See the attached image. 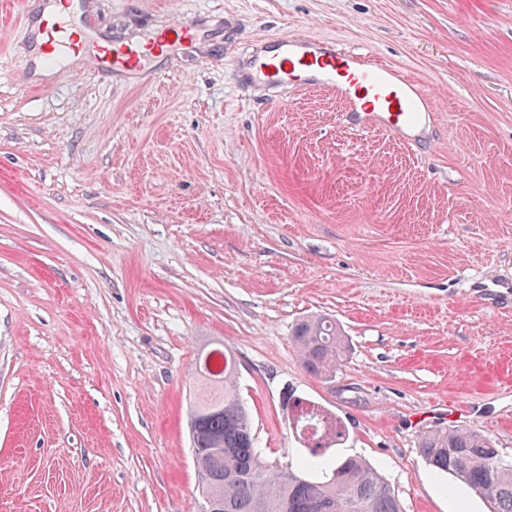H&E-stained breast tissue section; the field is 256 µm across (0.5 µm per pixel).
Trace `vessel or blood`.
Listing matches in <instances>:
<instances>
[{"label":"vessel or blood","mask_w":512,"mask_h":512,"mask_svg":"<svg viewBox=\"0 0 512 512\" xmlns=\"http://www.w3.org/2000/svg\"><path fill=\"white\" fill-rule=\"evenodd\" d=\"M195 31V25L177 21L147 41L115 43L106 65L115 74L145 69L150 59L192 41ZM43 35L53 55L76 47L66 21L47 24ZM257 45L246 73L249 80L282 88L296 84L334 90L346 103V123L352 130L377 128L412 141L425 113L433 109L422 84L367 55L338 49L332 41L284 32L261 37Z\"/></svg>","instance_id":"vessel-or-blood-1"}]
</instances>
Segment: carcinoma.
I'll list each match as a JSON object with an SVG mask.
<instances>
[{
    "label": "carcinoma",
    "instance_id": "1",
    "mask_svg": "<svg viewBox=\"0 0 512 512\" xmlns=\"http://www.w3.org/2000/svg\"><path fill=\"white\" fill-rule=\"evenodd\" d=\"M291 342L312 377L329 380L342 365L344 336L327 317L301 321ZM218 352L222 370L196 374L199 394L189 405L191 445L199 449L198 489L218 512H403L394 491L364 459L328 453L342 440L341 431L332 443L307 445L294 467L268 464L240 396L236 362L224 347ZM418 448L435 473L474 490L490 512H512V461L491 439L441 428L423 433Z\"/></svg>",
    "mask_w": 512,
    "mask_h": 512
}]
</instances>
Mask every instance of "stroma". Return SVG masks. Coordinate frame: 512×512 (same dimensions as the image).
I'll return each instance as SVG.
<instances>
[{
    "label": "stroma",
    "mask_w": 512,
    "mask_h": 512,
    "mask_svg": "<svg viewBox=\"0 0 512 512\" xmlns=\"http://www.w3.org/2000/svg\"><path fill=\"white\" fill-rule=\"evenodd\" d=\"M44 2L0 0V512H201L187 407L215 343L269 464L303 450L286 387L404 512H487L418 440L512 458V0H78L90 50L53 64ZM194 20L157 78L92 52ZM287 30L424 83L427 146L241 83ZM313 314L347 339L328 382L289 340Z\"/></svg>",
    "instance_id": "obj_1"
}]
</instances>
